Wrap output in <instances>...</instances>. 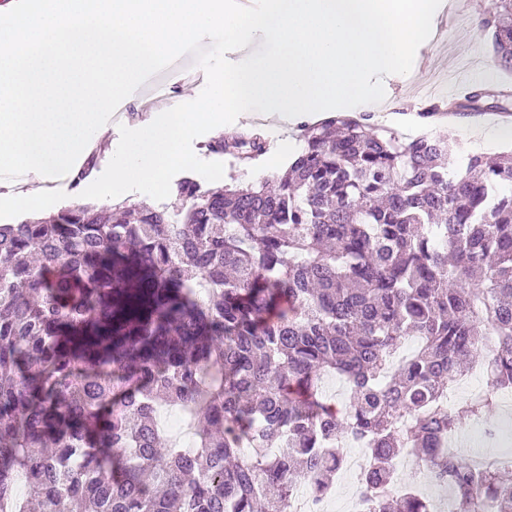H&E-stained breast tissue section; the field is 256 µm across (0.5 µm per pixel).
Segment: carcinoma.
I'll list each match as a JSON object with an SVG mask.
<instances>
[{
    "mask_svg": "<svg viewBox=\"0 0 512 512\" xmlns=\"http://www.w3.org/2000/svg\"><path fill=\"white\" fill-rule=\"evenodd\" d=\"M479 29L512 72V0ZM465 106L508 99L477 87ZM299 137L257 184L184 177L156 207L0 225V512H259L269 488L266 512H291L301 487L329 495L344 438L367 458V512H431L406 457L452 512H512V457L434 451L461 423L444 399L463 359L487 354L490 387L512 390V150L454 168L452 133L400 138L352 112ZM211 148L250 163L267 141ZM166 404L188 412L193 448L163 436Z\"/></svg>",
    "mask_w": 512,
    "mask_h": 512,
    "instance_id": "obj_1",
    "label": "carcinoma"
}]
</instances>
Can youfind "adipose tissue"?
<instances>
[{"label": "adipose tissue", "mask_w": 512, "mask_h": 512, "mask_svg": "<svg viewBox=\"0 0 512 512\" xmlns=\"http://www.w3.org/2000/svg\"><path fill=\"white\" fill-rule=\"evenodd\" d=\"M0 34V219L57 212L61 182L116 204L161 199L171 170L201 167L192 145L224 132V115L263 114L280 125L319 122L336 100L359 112L382 101L379 76L411 72L433 25L432 0H10ZM262 39L263 52L211 68L204 93L176 112L127 124L106 149L114 100L127 98L183 45ZM108 160L112 176L87 164Z\"/></svg>", "instance_id": "obj_1"}]
</instances>
